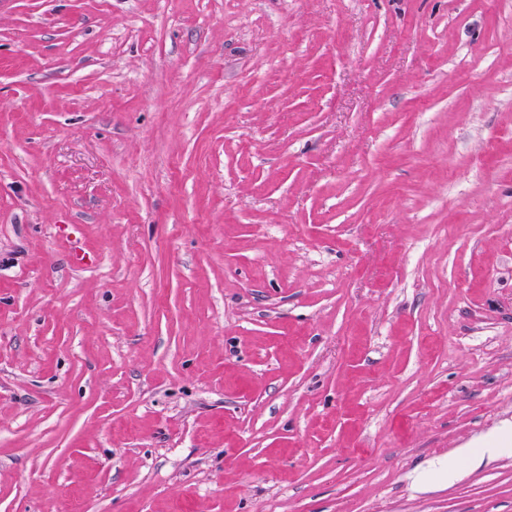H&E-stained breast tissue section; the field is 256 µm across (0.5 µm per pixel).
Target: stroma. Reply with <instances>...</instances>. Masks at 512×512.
Instances as JSON below:
<instances>
[{
    "label": "stroma",
    "instance_id": "35a3bbf8",
    "mask_svg": "<svg viewBox=\"0 0 512 512\" xmlns=\"http://www.w3.org/2000/svg\"><path fill=\"white\" fill-rule=\"evenodd\" d=\"M506 422L512 0H0V512H512ZM512 442L508 438V424L504 429L489 437L485 442L483 448L479 449L478 455L473 457L474 461L482 462L484 459L493 460L504 454L512 452Z\"/></svg>",
    "mask_w": 512,
    "mask_h": 512
}]
</instances>
